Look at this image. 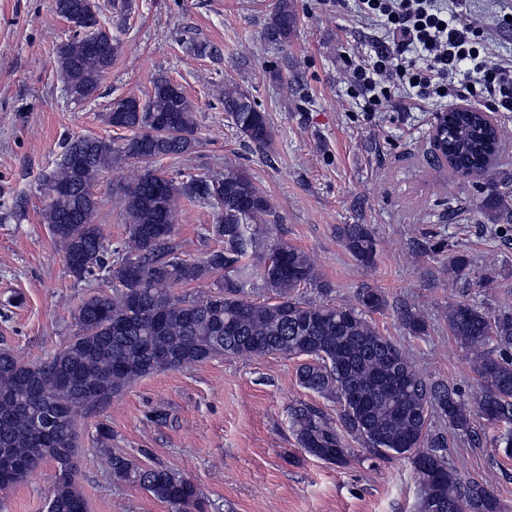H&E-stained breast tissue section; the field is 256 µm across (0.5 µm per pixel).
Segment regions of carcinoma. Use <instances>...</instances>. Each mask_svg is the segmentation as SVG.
<instances>
[{
  "label": "carcinoma",
  "instance_id": "carcinoma-1",
  "mask_svg": "<svg viewBox=\"0 0 512 512\" xmlns=\"http://www.w3.org/2000/svg\"><path fill=\"white\" fill-rule=\"evenodd\" d=\"M56 12L78 33L57 49L59 71L84 98L98 90L120 43L97 42L87 31L97 14L95 0H55ZM297 23L294 0H275L266 23L268 41L288 43ZM186 54L216 58L218 49L191 39ZM164 76L153 80L142 111L125 112L134 97L113 103L106 120L131 135L116 143L99 138L70 140L58 166L43 179L60 192L49 198L43 219L64 249L71 275L84 280L100 269L112 294L83 300L75 313L79 331L45 360L23 362L0 348V463L20 469L6 488L25 481L40 464H57L51 500L55 512H89L78 478V414L96 413L134 383L158 372L176 370L217 357L280 354L304 358L299 384L341 408L340 423L316 406L300 404L290 419L299 446L309 455L344 466L351 457L344 435L357 438L372 457L411 459L421 487L418 512H502L493 490L466 480L448 463V439L431 431L433 417L455 431L477 435L478 418L504 425L496 448L512 455V314L491 315L458 302L448 309V330L470 355L483 388L474 400L421 374L403 351L373 323L387 306L384 293L363 288L352 305H316L303 300L302 288H323L309 255L286 244L263 247L254 225L271 212L268 197L241 169L227 168L224 185L191 176L175 181L153 168L161 158L184 156L195 146L194 105L184 92L171 91ZM224 112L246 140L265 147L273 138L266 115L248 91L224 84ZM490 134L480 116L454 117L439 155L452 158L456 173L474 169L487 180L483 209L490 218L512 217V193L492 178L495 163L479 160ZM139 174L119 181L128 237L105 264L100 227L94 224L98 201L92 192L102 172L127 161ZM207 202L218 210L215 233L222 246L200 262L183 258L173 237L180 203ZM344 247L362 265L375 263L377 239L369 224H344ZM260 259V278L272 302L249 299L250 261ZM212 281L213 291L194 297L177 289ZM413 336L427 330L425 318L408 312ZM114 478L135 483L174 512H203L197 486L167 469L112 457Z\"/></svg>",
  "mask_w": 512,
  "mask_h": 512
}]
</instances>
